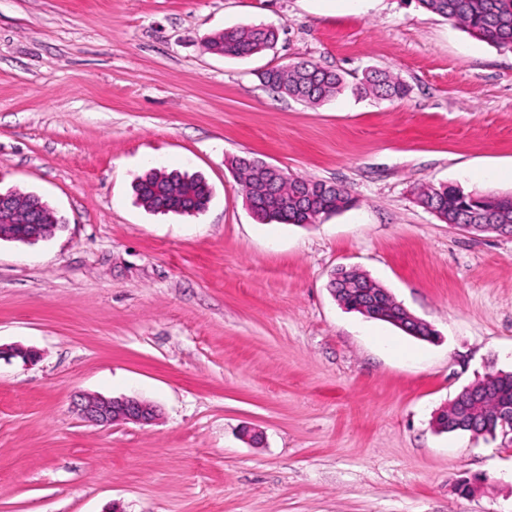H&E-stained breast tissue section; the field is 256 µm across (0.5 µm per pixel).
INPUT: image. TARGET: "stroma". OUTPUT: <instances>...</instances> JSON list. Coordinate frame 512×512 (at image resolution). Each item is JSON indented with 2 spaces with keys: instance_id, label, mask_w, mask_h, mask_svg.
Listing matches in <instances>:
<instances>
[{
  "instance_id": "1",
  "label": "stroma",
  "mask_w": 512,
  "mask_h": 512,
  "mask_svg": "<svg viewBox=\"0 0 512 512\" xmlns=\"http://www.w3.org/2000/svg\"><path fill=\"white\" fill-rule=\"evenodd\" d=\"M258 24L278 28L274 50L204 49ZM299 60L347 91L312 107L257 78ZM370 68L410 94H352ZM235 157L354 205L259 223ZM154 167L205 177L207 209L140 206ZM511 168L512 51L416 0H0V192L63 220L0 241V344L39 353L0 361V512H512V442L433 425L475 379L512 372V236L451 227L414 196L510 194ZM341 266L434 338L340 306ZM84 395L158 416L99 429Z\"/></svg>"
}]
</instances>
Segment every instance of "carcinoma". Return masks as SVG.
<instances>
[{
    "instance_id": "obj_1",
    "label": "carcinoma",
    "mask_w": 512,
    "mask_h": 512,
    "mask_svg": "<svg viewBox=\"0 0 512 512\" xmlns=\"http://www.w3.org/2000/svg\"><path fill=\"white\" fill-rule=\"evenodd\" d=\"M418 3L472 36L512 50V0H418ZM277 40V30L270 26L228 27L210 36L205 49L227 58H249L273 48ZM260 79L273 90L313 104L339 94L345 85L340 73L307 60L267 68L261 72ZM356 90L366 97L380 99H402L410 93L409 85L398 76L377 69L365 71ZM231 167L252 201L253 214L263 222L314 224L353 205L341 185L304 179L303 187L299 188L288 177H272L257 158H234ZM134 193L148 211L192 215L207 208L212 190L200 174L153 169L137 179ZM416 200L446 224H512L511 196L466 191L452 184H425L416 189ZM335 276L342 277V281L331 280V288H344L353 280L364 284L367 279L364 273L343 268ZM474 384L483 398L480 418L485 434L494 436L503 430L496 418L497 407L512 404V372L488 373Z\"/></svg>"
}]
</instances>
